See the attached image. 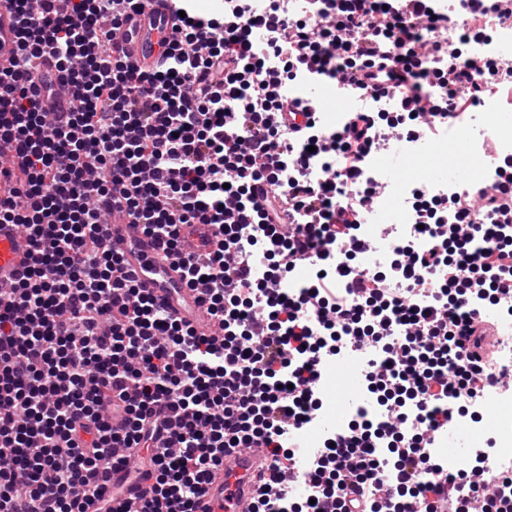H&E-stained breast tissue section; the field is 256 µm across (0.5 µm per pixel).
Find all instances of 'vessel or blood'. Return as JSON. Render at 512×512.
Instances as JSON below:
<instances>
[{
	"label": "vessel or blood",
	"instance_id": "vessel-or-blood-1",
	"mask_svg": "<svg viewBox=\"0 0 512 512\" xmlns=\"http://www.w3.org/2000/svg\"><path fill=\"white\" fill-rule=\"evenodd\" d=\"M169 25L162 18L158 5L145 7L132 27L121 28L113 39L114 47L140 67H151L162 54L161 41L168 35ZM18 61L17 29L14 13L7 0H0V71L14 69ZM35 77L50 76L61 97L65 111L76 104V89L58 64L54 54L41 55L34 64ZM216 229L207 224L187 226L185 235L195 250H202L203 239L219 245ZM107 246L119 252L127 269L133 270L143 288L169 315L182 320L197 333L213 336L217 325L208 314L204 297L205 286L188 287L183 279V254L163 252L157 239L144 233L141 225L125 220L109 224L104 232ZM34 264V253L24 233L0 224V285L19 280ZM271 451L267 448H247L224 461V468L214 473L205 493L196 503V512H251L255 476L267 470ZM151 485L139 478L121 500L124 512H140Z\"/></svg>",
	"mask_w": 512,
	"mask_h": 512
}]
</instances>
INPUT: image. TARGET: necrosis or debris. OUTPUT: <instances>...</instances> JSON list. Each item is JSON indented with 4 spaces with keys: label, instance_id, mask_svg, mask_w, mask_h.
Instances as JSON below:
<instances>
[{
    "label": "necrosis or debris",
    "instance_id": "4bbe7bcc",
    "mask_svg": "<svg viewBox=\"0 0 512 512\" xmlns=\"http://www.w3.org/2000/svg\"><path fill=\"white\" fill-rule=\"evenodd\" d=\"M480 126L453 127L447 139L430 141L411 139L402 142L400 150L408 160L412 171L405 175H383L385 157L371 155L368 170L380 176L381 181L375 196L362 216L363 230L371 235L372 248L361 258L366 268H385L399 257V239L382 234L385 224L399 225L402 235L413 234L410 221L412 193L418 188L416 175L430 171L427 188L456 195L464 181H481L490 177L497 163L512 162V109L503 107L494 100H487L486 110L481 115ZM492 131L497 141L495 158H488L484 151V133ZM399 332H392L386 341L374 344L367 350H353L336 362L328 364L325 377L319 387V409L314 419L304 428L299 438L302 454H309L321 447L324 439L343 432L353 419L355 406L366 403L371 420L379 422L384 417L381 406L370 399L359 382L360 370L366 358L387 360L390 349L399 348ZM458 426L467 436L464 448L458 449L440 440L429 448L431 456L440 458L449 470H457L474 464L486 436H493L495 453L503 461L512 463V397L487 392L482 404V420L472 423L464 419Z\"/></svg>",
    "mask_w": 512,
    "mask_h": 512
}]
</instances>
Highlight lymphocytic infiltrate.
I'll use <instances>...</instances> for the list:
<instances>
[{
    "mask_svg": "<svg viewBox=\"0 0 512 512\" xmlns=\"http://www.w3.org/2000/svg\"><path fill=\"white\" fill-rule=\"evenodd\" d=\"M69 2L62 15L53 0H9L20 59L0 72V141L26 160L0 199V224L23 228L37 265L0 288V447L10 454L0 512H122L115 502L131 477L117 448L138 449L154 478L141 512H195L225 452L255 446L273 460L252 512H297L281 488L289 479L312 483L307 512L327 502L333 512H512L511 468H496L487 486L426 452L458 418H478L485 392L512 394L499 351L468 348L480 319L512 318L502 201L512 171L448 199L417 189L418 230L400 260L384 272L356 265L371 244L360 218L378 187L366 159L386 140L375 102L396 94L399 135L434 140L480 98L511 92V62L462 47L512 0H465L455 48L440 35L444 0H322L320 25L289 0L226 19L199 16L195 0H164L172 35L153 71L109 52L144 0ZM48 51L80 91L58 125L28 76ZM432 58L448 68H430ZM302 71L355 99L339 128L271 124L279 82ZM317 166L325 179H310ZM261 183L275 188L262 204ZM115 212L174 251L179 225L216 226L222 250L188 255L184 272L187 285L207 286L222 341L170 317L124 270L103 238ZM306 266L320 276L288 295ZM423 286L430 298L420 303ZM395 325L409 333L403 354L361 371L391 416H358L299 466L282 442L306 423L324 364ZM116 397L118 431L104 412Z\"/></svg>",
    "mask_w": 512,
    "mask_h": 512,
    "instance_id": "obj_1",
    "label": "lymphocytic infiltrate"
}]
</instances>
